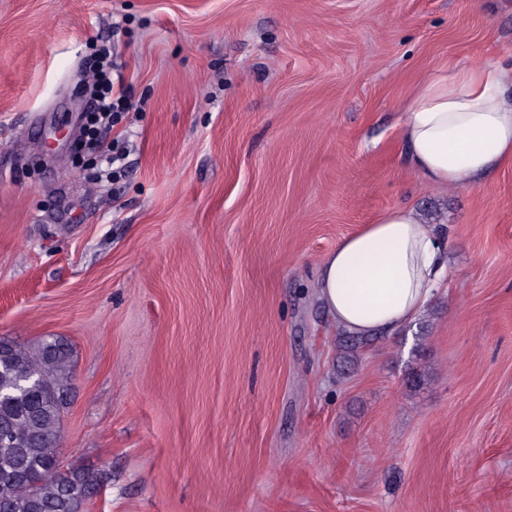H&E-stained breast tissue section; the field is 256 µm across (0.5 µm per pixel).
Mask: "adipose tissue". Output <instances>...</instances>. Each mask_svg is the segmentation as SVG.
Listing matches in <instances>:
<instances>
[{
  "label": "adipose tissue",
  "instance_id": "ef3b65f1",
  "mask_svg": "<svg viewBox=\"0 0 512 512\" xmlns=\"http://www.w3.org/2000/svg\"><path fill=\"white\" fill-rule=\"evenodd\" d=\"M409 163L428 183L466 188L512 164V72L457 67L422 81L406 107ZM453 275L444 230L407 206L387 210L324 260L316 296L338 329L392 332Z\"/></svg>",
  "mask_w": 512,
  "mask_h": 512
}]
</instances>
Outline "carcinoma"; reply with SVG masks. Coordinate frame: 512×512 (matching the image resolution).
Here are the masks:
<instances>
[{
  "label": "carcinoma",
  "mask_w": 512,
  "mask_h": 512,
  "mask_svg": "<svg viewBox=\"0 0 512 512\" xmlns=\"http://www.w3.org/2000/svg\"><path fill=\"white\" fill-rule=\"evenodd\" d=\"M0 344V512H78L102 475L65 465L57 439L74 349L58 337Z\"/></svg>",
  "instance_id": "cac0c4a2"
}]
</instances>
